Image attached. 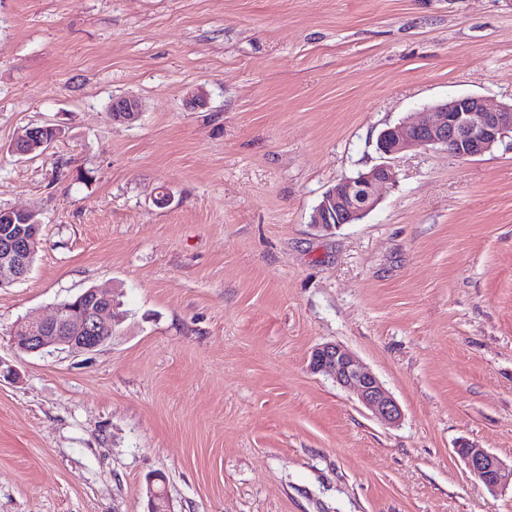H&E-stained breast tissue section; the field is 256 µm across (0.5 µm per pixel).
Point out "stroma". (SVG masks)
Segmentation results:
<instances>
[{
	"instance_id": "1",
	"label": "stroma",
	"mask_w": 512,
	"mask_h": 512,
	"mask_svg": "<svg viewBox=\"0 0 512 512\" xmlns=\"http://www.w3.org/2000/svg\"><path fill=\"white\" fill-rule=\"evenodd\" d=\"M462 94L512 101V0H0V207L42 222L0 288V512H147L156 474L172 512H512L455 452L512 460V142L402 154L361 223H310ZM102 285L104 346L16 353ZM327 342L399 423L309 371ZM112 121L132 125L141 117V105L137 98L121 96L114 98L109 108ZM62 136V130L56 126L28 127L14 141L11 152L19 156L33 155L41 149L44 152Z\"/></svg>"
}]
</instances>
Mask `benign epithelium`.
<instances>
[{
	"label": "benign epithelium",
	"instance_id": "benign-epithelium-1",
	"mask_svg": "<svg viewBox=\"0 0 512 512\" xmlns=\"http://www.w3.org/2000/svg\"><path fill=\"white\" fill-rule=\"evenodd\" d=\"M430 120L405 117L399 124L380 132L377 149L385 157L429 147H441L449 155L468 160L480 156L512 137V102L491 107L477 95H458L428 108ZM113 121L132 125L141 117L137 98L121 96L112 100ZM56 126H33L12 144L11 152L29 156L47 150L61 139ZM394 181L388 163L345 177L328 189L310 215V223L324 231L356 224L380 203V189ZM42 222L33 211L0 208V288L24 278L40 244ZM80 308L60 305L48 320L26 319L12 332L15 349L32 354L51 350L92 353L112 339L120 324L113 313L112 291L89 288L77 298ZM312 372L331 377L341 388L356 395L359 402L382 423L394 425L401 411L392 394L356 356L338 343H324L312 352ZM471 475L489 491L512 486V464L508 465L485 448L461 445L455 448ZM148 512H170L165 489L151 478L146 487Z\"/></svg>",
	"mask_w": 512,
	"mask_h": 512
}]
</instances>
